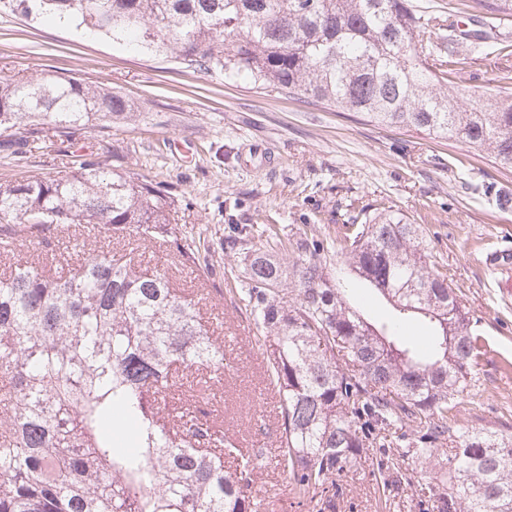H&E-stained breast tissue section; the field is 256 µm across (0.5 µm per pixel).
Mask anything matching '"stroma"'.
I'll use <instances>...</instances> for the list:
<instances>
[{
	"instance_id": "35a3bbf8",
	"label": "stroma",
	"mask_w": 512,
	"mask_h": 512,
	"mask_svg": "<svg viewBox=\"0 0 512 512\" xmlns=\"http://www.w3.org/2000/svg\"><path fill=\"white\" fill-rule=\"evenodd\" d=\"M17 72L102 82L133 104L138 118L132 130L61 136L54 150H33L21 162L0 149V182L28 170L53 172L87 154L176 196L171 221L188 232L200 272L175 266L155 243L141 246L139 260L151 271L168 269L177 287L197 294L204 321L223 341L214 414L243 447L264 449L255 488L275 512L314 509L293 506L271 461L279 403L267 384L257 331L224 292V273L237 265L224 253L230 225L263 218L294 241L306 234L333 240L382 204L421 225L430 266L447 273L486 343L448 425L512 433V267L487 263L491 253H512V171L459 141L381 129L351 112L229 83L223 75L137 54L62 23L2 14L0 73ZM507 73L512 56H480L459 89L492 96ZM78 245L119 251L125 241L106 230L74 232L61 236L52 256L75 261ZM376 468L372 460L343 478L336 512H419L409 487L383 497Z\"/></svg>"
}]
</instances>
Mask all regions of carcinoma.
<instances>
[{
	"label": "carcinoma",
	"instance_id": "1",
	"mask_svg": "<svg viewBox=\"0 0 512 512\" xmlns=\"http://www.w3.org/2000/svg\"><path fill=\"white\" fill-rule=\"evenodd\" d=\"M2 13L51 17L377 126L458 140L512 170V94L460 98L446 88L466 73L462 40L472 54H489V41L507 49L495 29L512 20V0H464L446 19L411 0H0ZM462 13L487 30L459 29ZM134 121L130 102L103 85L0 76V129H14L8 144L22 159L54 133ZM173 206L150 182L76 158L0 183V254L15 252L21 224L47 246L57 230L102 224L167 244L176 263L198 268L171 226ZM333 248L391 306L387 321L351 301L327 265ZM224 253L242 264L225 293L262 332L280 399L278 466L297 504L331 512L340 478L413 424V438L398 436L377 461L382 491L400 487L405 462L443 454L439 479H407L422 512H512V434L448 428L485 344L448 275L427 263L420 225L384 210L334 242L293 243L274 224H235ZM412 320L426 332L423 348L400 332ZM204 364L222 374L224 343L166 271L144 273L104 249L66 272L14 260L0 273V512H258L252 449L207 412L180 416L167 404L174 374ZM116 411L136 425L128 450L102 429Z\"/></svg>",
	"mask_w": 512,
	"mask_h": 512
}]
</instances>
